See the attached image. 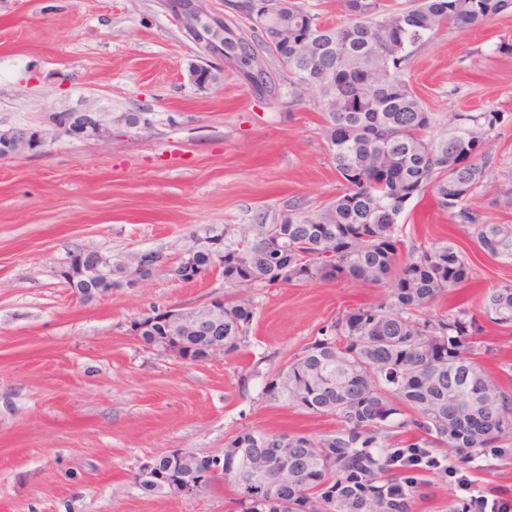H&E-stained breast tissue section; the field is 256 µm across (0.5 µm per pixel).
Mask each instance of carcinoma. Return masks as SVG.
I'll return each mask as SVG.
<instances>
[{"mask_svg": "<svg viewBox=\"0 0 512 512\" xmlns=\"http://www.w3.org/2000/svg\"><path fill=\"white\" fill-rule=\"evenodd\" d=\"M256 24H224V57L250 79L255 57L270 56L298 83L315 88L323 134L340 188L314 208L295 204L271 238L284 251L240 227L224 229L219 273L233 292L210 312L224 316V353L249 342L256 286L353 279L385 289L376 304L351 308L266 376L264 394L339 426L311 436L243 428L224 444V481L231 512H412L433 482L459 464L512 450V364L490 375L480 358L493 352L484 323L512 330V282L485 291L479 313L455 306L428 313L441 297L472 280L466 254L451 240L405 245L399 224L412 199L432 191L438 207L471 229L474 246L512 262V224H490L470 207L496 166L498 112H458L448 133L431 135L433 113L402 73L414 49L441 28L464 29L511 9L512 0H418L392 8L384 0H343L347 20L331 24L298 0L264 10L228 0ZM407 257L401 258V249ZM288 261V276L280 277ZM181 359L196 360L205 337L157 332ZM265 466L266 478L254 481Z\"/></svg>", "mask_w": 512, "mask_h": 512, "instance_id": "1", "label": "carcinoma"}]
</instances>
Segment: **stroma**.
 I'll list each match as a JSON object with an SVG mask.
<instances>
[{
    "label": "stroma",
    "mask_w": 512,
    "mask_h": 512,
    "mask_svg": "<svg viewBox=\"0 0 512 512\" xmlns=\"http://www.w3.org/2000/svg\"><path fill=\"white\" fill-rule=\"evenodd\" d=\"M197 61L161 0H0V130H47L52 113L80 105L150 120L137 137L116 126L105 142L60 135L43 152L0 159V512H228L230 486L147 494L133 476L161 454H223L245 427L317 436L337 426L268 400L264 379L382 288L344 279L251 289L248 347L193 363L146 349L130 323L223 298L220 273L182 283L160 272L86 300L58 275L81 250L118 263L173 255L204 229L271 224L291 202L335 196L312 100L284 87L257 95L230 66L221 86L199 90L188 80ZM404 75L435 132L458 112L504 116L499 164L470 204L512 224L497 192L512 175V13L438 31ZM401 223L406 241L450 238L470 259L472 282L434 313L478 305L512 280V263L479 252L431 195L411 200ZM470 476L488 497L512 500V456L480 457Z\"/></svg>",
    "instance_id": "35a3bbf8"
}]
</instances>
